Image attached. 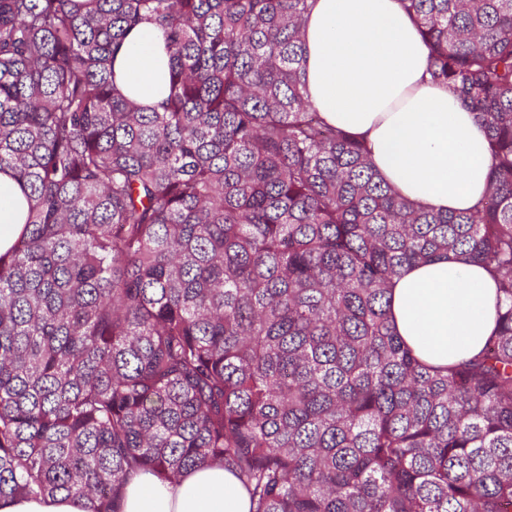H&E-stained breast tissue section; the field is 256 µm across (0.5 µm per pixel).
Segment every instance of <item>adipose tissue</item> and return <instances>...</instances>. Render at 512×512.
Here are the masks:
<instances>
[{
	"instance_id": "adipose-tissue-1",
	"label": "adipose tissue",
	"mask_w": 512,
	"mask_h": 512,
	"mask_svg": "<svg viewBox=\"0 0 512 512\" xmlns=\"http://www.w3.org/2000/svg\"><path fill=\"white\" fill-rule=\"evenodd\" d=\"M304 40L307 95L331 125L361 139L395 192L436 211H467L484 200L486 131L457 94L432 81L429 49L401 0H309ZM117 88L144 107L166 96L168 58L152 26L131 32L114 57ZM23 189L0 173V255L19 238ZM390 319L430 365L478 354L496 326L491 274L463 255L405 267L390 285ZM0 512H90L79 497L0 501ZM124 512H249L233 473L201 467L172 481L142 472L126 486Z\"/></svg>"
}]
</instances>
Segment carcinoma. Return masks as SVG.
I'll use <instances>...</instances> for the list:
<instances>
[{"mask_svg":"<svg viewBox=\"0 0 512 512\" xmlns=\"http://www.w3.org/2000/svg\"><path fill=\"white\" fill-rule=\"evenodd\" d=\"M433 82L484 124L489 194L399 196L305 97L308 0H0V501L122 512L141 471L219 464L250 512H512V0H405ZM140 24L167 97L114 84ZM497 283L477 355L420 361L403 268ZM27 212L21 184L10 171L0 173V255L6 254L19 238ZM90 501L79 497H38L0 501V512H90Z\"/></svg>","mask_w":512,"mask_h":512,"instance_id":"obj_1","label":"carcinoma"}]
</instances>
